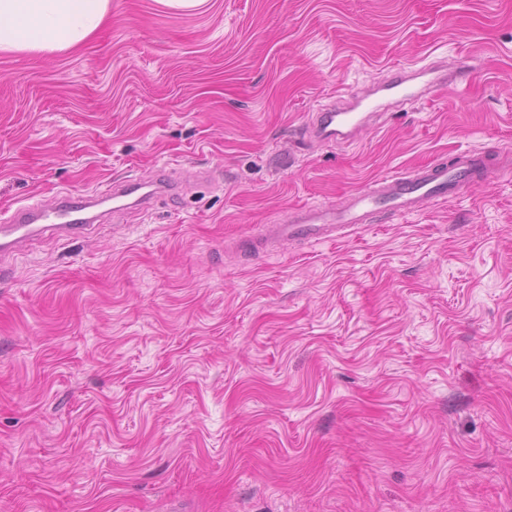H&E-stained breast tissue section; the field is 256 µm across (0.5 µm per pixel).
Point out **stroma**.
I'll return each mask as SVG.
<instances>
[{
  "label": "stroma",
  "mask_w": 512,
  "mask_h": 512,
  "mask_svg": "<svg viewBox=\"0 0 512 512\" xmlns=\"http://www.w3.org/2000/svg\"><path fill=\"white\" fill-rule=\"evenodd\" d=\"M469 54L349 146L318 105ZM512 149V0H111L0 53V213L160 173L0 284V512H512V156L336 241H236L441 157Z\"/></svg>",
  "instance_id": "35a3bbf8"
}]
</instances>
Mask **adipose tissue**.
Instances as JSON below:
<instances>
[{
  "mask_svg": "<svg viewBox=\"0 0 512 512\" xmlns=\"http://www.w3.org/2000/svg\"><path fill=\"white\" fill-rule=\"evenodd\" d=\"M109 9L110 0H0V53L76 48L102 26Z\"/></svg>",
  "mask_w": 512,
  "mask_h": 512,
  "instance_id": "adipose-tissue-1",
  "label": "adipose tissue"
}]
</instances>
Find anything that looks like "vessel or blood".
Returning a JSON list of instances; mask_svg holds the SVG:
<instances>
[{
    "instance_id": "vessel-or-blood-1",
    "label": "vessel or blood",
    "mask_w": 512,
    "mask_h": 512,
    "mask_svg": "<svg viewBox=\"0 0 512 512\" xmlns=\"http://www.w3.org/2000/svg\"><path fill=\"white\" fill-rule=\"evenodd\" d=\"M481 69L478 58L461 57L453 65L437 62L399 68L361 91L352 92L324 105L305 127V137L313 142L339 145L352 144L362 129L379 120L385 109L436 95L440 89L457 86ZM497 151L489 147L455 157L452 164L423 165L406 175H392L355 193L345 206L336 209L313 205L293 211L286 220L266 227L267 238L275 243L285 239L332 241L342 231L365 224L380 212L392 215L422 211L433 200L466 193L473 179L485 181L499 176ZM171 181H155L147 193H140L138 184H114L105 194L74 197L60 195L54 205L25 204L0 219V281L11 277L10 255L24 241L47 236L59 239L78 237L89 229L85 212L102 197H123L139 193L140 203L171 193Z\"/></svg>"
}]
</instances>
